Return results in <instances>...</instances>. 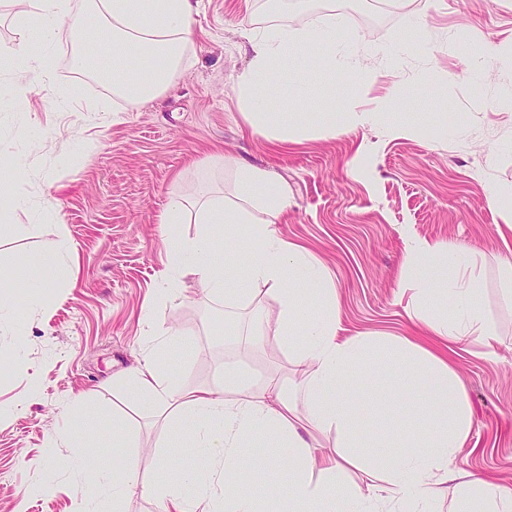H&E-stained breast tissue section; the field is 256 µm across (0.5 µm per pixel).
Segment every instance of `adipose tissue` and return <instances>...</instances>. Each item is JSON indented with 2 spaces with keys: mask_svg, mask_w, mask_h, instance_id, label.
Here are the masks:
<instances>
[{
  "mask_svg": "<svg viewBox=\"0 0 512 512\" xmlns=\"http://www.w3.org/2000/svg\"><path fill=\"white\" fill-rule=\"evenodd\" d=\"M10 2L18 9V37L11 50L15 99L24 101L31 93L26 72L33 68L42 75L46 99L63 103L72 91L54 82L44 42L62 25L74 36L84 35L85 16L72 13L68 0H35L30 11L24 10V0ZM92 8L112 26V96L124 106L157 98L170 77L190 63L197 0H94ZM32 30L41 33V44L29 40ZM241 34L252 55L236 80V101L252 128L272 142L289 141L298 129L288 101L274 107L267 95L268 83L284 74L289 62L317 57L332 74L344 72L357 79L364 72L362 58L343 64L332 53L317 56L322 44H335L332 28L251 24ZM130 53L140 60L134 71L126 64ZM399 98L394 87L372 107L354 98L345 112H320L316 119L328 136L375 124L390 136L417 135L418 127L394 119ZM201 167L233 171L232 189L195 199L172 193L162 223H182L192 211L205 229L196 238L169 241L171 266L176 271L192 266L201 288L229 308L248 301L253 287H265L276 303L275 332L300 379L290 387L273 374L252 388L228 367L222 388L188 390L169 373L164 347L146 349L124 385L143 399L145 411L167 413L169 442L204 457L208 466L200 472L178 471L163 457L161 479L146 486L139 484L130 457L111 469L89 471L83 466L85 443L79 427L70 425L68 467L78 472L74 488L86 512H102L106 495L112 498V512H123L124 501L141 488L161 512H264L239 469L244 441L258 437L274 442L262 464L290 473L288 512H338L344 504L351 512H433L449 487L455 491L453 512H512L511 488L452 467L470 440L472 422L465 387L447 358L403 336L339 337L334 282L303 248L276 230L289 200L270 171L220 156L204 160ZM223 242L238 244L245 254L243 275H236L231 254L220 250ZM73 252L68 238L59 237L44 248L39 264L19 262L8 278L16 284L40 279L44 271L67 267ZM402 278L417 289L406 306L411 321L444 343L471 339L494 352L496 338L479 303L481 279L474 251L408 237ZM357 365L372 376L387 370L400 374V381L376 386L371 398L391 410L402 391H409L417 419L410 422L406 439L364 427L349 386V374ZM309 429L335 431V454H320L304 436ZM349 463L380 475V484L364 488L349 481Z\"/></svg>",
  "mask_w": 512,
  "mask_h": 512,
  "instance_id": "obj_1",
  "label": "adipose tissue"
}]
</instances>
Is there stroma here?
Returning a JSON list of instances; mask_svg holds the SVG:
<instances>
[{
  "mask_svg": "<svg viewBox=\"0 0 512 512\" xmlns=\"http://www.w3.org/2000/svg\"><path fill=\"white\" fill-rule=\"evenodd\" d=\"M317 2L282 0L273 15L267 0H199L192 66L160 98L118 114L111 86L82 75L91 48H100V62L112 55L111 29L91 14L90 0H71L86 15L87 43L63 26L49 46L57 83L77 91L58 107L37 87L25 101L12 98L3 61L16 27L0 5V161L18 156L25 168L21 180L0 183V200L26 201L10 214L15 233L0 237V268L38 257L62 233L75 245L72 267L51 287L37 280L7 290L21 314L0 324V406L7 409L0 417V512H81L73 474L58 466L69 453L60 437L62 408L78 395L89 459L109 468L131 453L113 439L115 424L137 445L141 481L159 478L163 418L120 385L141 360L147 331L160 338L169 326L182 330L167 359L186 388L218 384L228 363L249 383L272 369L290 374L288 351L274 334L261 350L245 349L253 306L225 309L223 299L202 291L192 268L178 272L174 300L154 303L152 327L142 321L167 274L166 239L201 231L191 214L181 224L161 223L168 198L206 189L200 163L215 154L267 168L287 189L290 205L277 231L304 246L334 281L341 335L420 341L401 295L406 235L477 253L480 301L499 342L493 357L471 342L449 354L472 411L469 445L452 466L512 486V297L499 275L512 229L488 204L491 191L512 193V115L495 108L502 87L512 86V69L463 79L456 53L462 42L511 52L512 0H339L336 25L369 43L373 74L356 83L314 61L291 64L268 94L277 102L305 88L295 106L308 116L305 136L275 145L237 108L233 87L251 58L238 31L250 21L318 26L324 16ZM420 17L430 26V55L401 44ZM395 83L408 87L399 112L419 125L418 135L393 137L378 127L318 134L311 113L340 112L354 96L372 102ZM440 123L451 133L437 139L431 128ZM364 141L373 149L356 158ZM358 412L374 433L405 432L412 417L404 406L388 412L367 397ZM265 449L261 440L245 447L240 470L267 512H284L289 474L256 465Z\"/></svg>",
  "mask_w": 512,
  "mask_h": 512,
  "instance_id": "stroma-1",
  "label": "stroma"
}]
</instances>
